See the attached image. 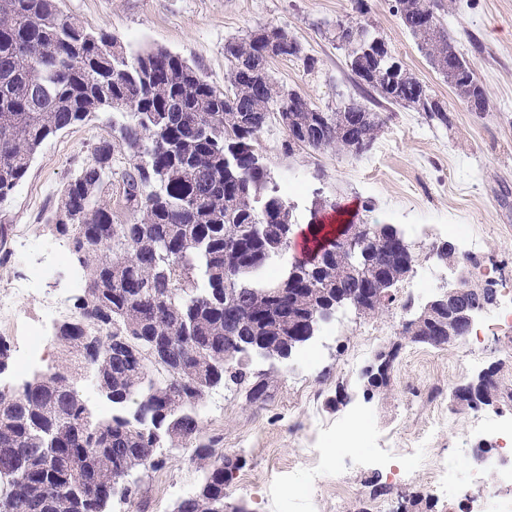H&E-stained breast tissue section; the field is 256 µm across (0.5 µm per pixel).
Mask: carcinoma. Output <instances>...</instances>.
<instances>
[{
  "instance_id": "cac0c4a2",
  "label": "carcinoma",
  "mask_w": 512,
  "mask_h": 512,
  "mask_svg": "<svg viewBox=\"0 0 512 512\" xmlns=\"http://www.w3.org/2000/svg\"><path fill=\"white\" fill-rule=\"evenodd\" d=\"M396 13L434 69L479 111L493 105L441 20L440 0H395ZM358 42L342 47L357 86L393 105L447 122L446 108L395 60L383 37L355 22ZM273 49L249 35L224 45V88L166 48L132 52L118 37L91 31L60 0H0V205L25 178L42 144L95 111L112 139L95 147L63 187L48 227L85 271L78 316L56 332L82 356L111 412L95 418L68 369L0 386V512H112L139 494L137 471L161 463L159 449L192 452L203 471L196 492L172 512H246L227 492L241 459L224 457L202 436L198 406L227 382L246 385L249 402L268 397L270 375H250L262 342L284 339L287 356L313 339L336 311L379 314L396 297L367 306L361 288L393 290L391 278L414 264L394 234L364 237L362 276L336 246L286 260L295 233L290 203L259 152L269 122L283 146L355 155L373 147L382 113L351 100L334 112L280 86L267 52L298 58L282 29ZM394 73L399 82L387 83ZM135 158L120 173L123 223L102 199L103 168ZM461 325L448 304L423 325L400 332L429 345L427 330ZM95 328L107 330L98 339ZM234 359L224 363V353ZM504 362L488 367L484 395L512 410Z\"/></svg>"
}]
</instances>
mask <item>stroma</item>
<instances>
[{
    "label": "stroma",
    "instance_id": "stroma-1",
    "mask_svg": "<svg viewBox=\"0 0 512 512\" xmlns=\"http://www.w3.org/2000/svg\"><path fill=\"white\" fill-rule=\"evenodd\" d=\"M368 18L391 54L444 102L447 123L397 105H384L386 124L373 149L361 156L331 149L284 153V130L266 129L260 144L275 181L303 177L305 191L290 197L296 234L334 218L336 224H389L403 233L419 262L398 285L397 301L375 316L338 312L318 338L312 371L289 372L278 365L269 398L250 403L244 386L227 384L205 396L199 414L205 436L230 458H241L229 487L247 512H462L464 488L448 494L428 490L426 472L415 470L401 448L427 426L430 389H451L448 362L460 345L443 349L401 342L386 388L368 393L362 373L378 352L399 340L407 309L423 301L411 291L423 274L434 277V291L453 276L435 249L446 242L449 224L469 225L480 244L456 243L457 252L476 258L472 282L491 279L496 290L512 286V0H454L442 14L458 50L469 60L491 102L490 112H473L421 53L402 25L394 0H366ZM68 15L91 29H106L133 49L162 46L197 66L213 85L223 86L224 43L265 28L283 29L302 47L301 58H277L275 79L327 112L342 100L370 104L353 84L344 53L333 39L337 22L358 19L354 0H63ZM316 60L307 70L304 58ZM112 136V126L94 117L44 142L10 200L0 205V289H17V324L0 328L9 344L23 340L24 322L41 315L49 301L67 296L81 267L66 261L44 280L38 297L23 295L35 268L52 258L59 239L46 225L58 196L96 142ZM380 337H372V330ZM503 361L512 373V330L482 337L477 356L463 377ZM512 420V410L490 408L449 412L448 424L426 446L441 459L470 453L496 421ZM361 422L357 440L364 453L323 471L318 485L293 468L303 449L320 442L335 447L352 422ZM398 448L387 468L376 456ZM263 481L243 487L244 474ZM199 472L188 457H169L161 469L143 473L141 494L121 512H172L194 492ZM341 485L347 498L326 499L325 488Z\"/></svg>",
    "mask_w": 512,
    "mask_h": 512
}]
</instances>
